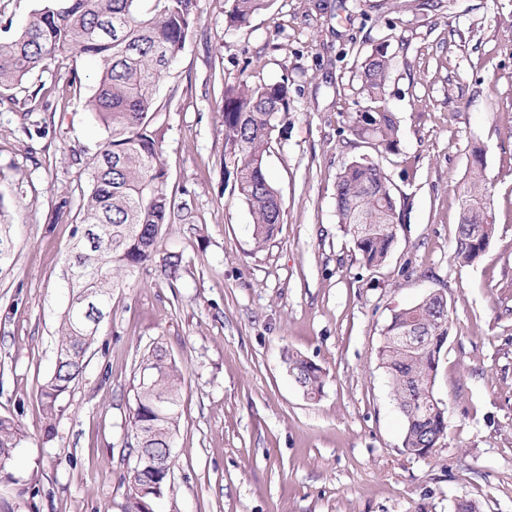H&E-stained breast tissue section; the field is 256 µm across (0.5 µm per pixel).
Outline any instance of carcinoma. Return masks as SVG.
Here are the masks:
<instances>
[{"label": "carcinoma", "mask_w": 512, "mask_h": 512, "mask_svg": "<svg viewBox=\"0 0 512 512\" xmlns=\"http://www.w3.org/2000/svg\"><path fill=\"white\" fill-rule=\"evenodd\" d=\"M43 0L25 27L0 41V91L23 83L36 70L50 68L66 54L90 57L98 64V85L87 100L94 118L107 131L93 158L90 187L78 212L84 233L71 257L85 272L69 285V301L58 327L56 365L42 385L43 410L48 420L83 372L86 352L96 335L88 328L95 315L111 313L112 293L156 260L162 227L188 215L168 191L163 145L157 134L159 112L155 96L160 80L184 50L198 22V0ZM272 0H232L227 15L232 26H245ZM389 76L387 49L380 47L360 65V94L372 103L382 100ZM80 91L77 75L62 86H40L31 97L64 98ZM224 166L233 192L251 215V240L263 249L281 223L279 190L267 177L266 159L279 126L288 119L291 89L288 80L224 88L222 97ZM350 132L378 152L398 151L399 128L392 113L372 107L356 113ZM491 186L484 175L483 155L474 150L469 180L461 195L453 261L470 265L482 257L496 234ZM401 209L378 162L360 156L347 163L336 181V221L349 234L367 267L382 265L402 229ZM450 326V307L429 293L416 304L393 311L377 349L393 400L404 423L402 447L434 448L447 430L445 409L434 392L440 354ZM420 340L405 344L402 336ZM287 371L304 394L313 398L324 386L323 370L293 352L284 356ZM152 367L135 376V409L129 453L148 457L154 467L134 468L129 475L127 512L154 507L155 492H165L171 469L172 444L177 433L184 378L157 342L141 356ZM23 441L20 425L0 417V462L9 465Z\"/></svg>", "instance_id": "cac0c4a2"}]
</instances>
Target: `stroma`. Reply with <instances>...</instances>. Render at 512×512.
Here are the masks:
<instances>
[{
  "label": "stroma",
  "instance_id": "obj_1",
  "mask_svg": "<svg viewBox=\"0 0 512 512\" xmlns=\"http://www.w3.org/2000/svg\"><path fill=\"white\" fill-rule=\"evenodd\" d=\"M230 6L199 0L156 95L169 186L193 214L158 243L181 255L180 275L155 263L114 292L51 423L40 390L82 234L56 210L79 207L106 135L86 106L96 65L60 57L0 103V416L25 434L0 471V512H126L134 377L156 341L185 378L156 512H512V0H273L242 27L226 24ZM382 46L399 145L377 160L403 228L368 268L336 222V179L369 151L349 126L367 107L357 66ZM73 71L80 97L31 99ZM281 78L293 103L267 175L283 216L257 251L224 184L222 88ZM476 148L497 234L462 267L451 254ZM431 291L450 304L434 388L448 429L414 457L376 350L393 310ZM289 351L323 369L319 397L288 377Z\"/></svg>",
  "mask_w": 512,
  "mask_h": 512
}]
</instances>
